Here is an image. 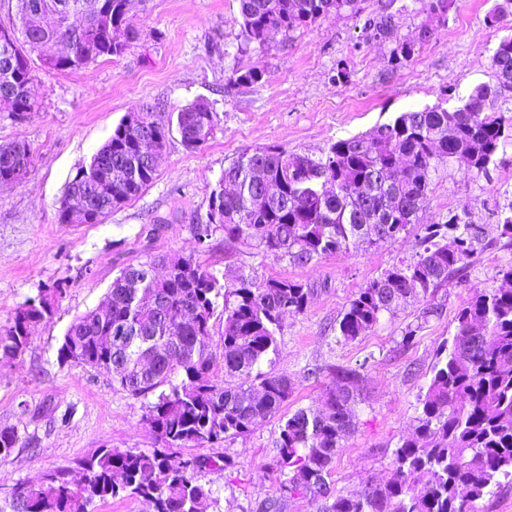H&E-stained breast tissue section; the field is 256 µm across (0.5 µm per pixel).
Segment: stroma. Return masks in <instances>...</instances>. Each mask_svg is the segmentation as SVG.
<instances>
[{
    "label": "stroma",
    "mask_w": 512,
    "mask_h": 512,
    "mask_svg": "<svg viewBox=\"0 0 512 512\" xmlns=\"http://www.w3.org/2000/svg\"><path fill=\"white\" fill-rule=\"evenodd\" d=\"M500 0H456L445 23H434L429 0H362L360 17L331 14L291 35H273L266 51L242 50L240 0H132L140 40L122 55L98 59L77 71L33 62L38 90L24 121L0 112V145L27 144L33 161L19 182L0 184V326L41 290L62 281L66 292L51 319L39 324L22 359L0 365V428H17L23 446L0 463V491L37 480L46 471L74 466L102 448L154 447L144 420L149 398H136L107 373L61 363L58 350L71 324L95 309L127 265L154 256L197 257L216 271L242 272L262 283L288 278L315 286L307 309L286 318L277 348L263 371L287 375L293 391L280 416L259 422L244 437L201 447L228 456V469L197 474L212 488L222 512H259L281 479L276 440L281 416L317 407L331 367H360L363 401L354 431L336 459L330 482L347 495L385 482L393 453L412 430L416 396L432 376L438 346L453 336L456 315L478 292L498 287L499 269L512 266V237L495 211L512 209V143L496 155L490 178L456 165L441 166L416 225L398 239L362 243L300 267L288 256L213 232L199 244L208 199L225 168L247 150L269 145L319 158L336 140L368 131L399 113L447 98L466 102L475 86L492 80L491 58L512 15L500 27L487 14ZM389 9L394 36L433 35L400 66L389 61L390 43L367 40L366 18ZM347 64L341 82L336 68ZM263 71L253 85L233 82L234 68ZM205 100L219 115L213 137L196 151L170 133L153 182L99 224H62L57 207L68 182L88 165L113 129L131 112L150 107L171 122L187 104ZM467 211L483 239L468 264L439 288L437 315L423 316L412 301L353 341L336 325L360 288L419 250L418 227L444 223ZM416 337L404 343L406 327ZM322 367L320 378L309 368Z\"/></svg>",
    "instance_id": "1"
}]
</instances>
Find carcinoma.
I'll return each mask as SVG.
<instances>
[{
  "mask_svg": "<svg viewBox=\"0 0 512 512\" xmlns=\"http://www.w3.org/2000/svg\"><path fill=\"white\" fill-rule=\"evenodd\" d=\"M51 2L86 23L82 31L48 26L26 29L25 17L36 3ZM128 0H17L8 37L13 41L8 65L0 59V85L16 87L13 99H0V112L28 118L37 89L32 57L57 71L77 70L107 56H118L139 39L127 11ZM361 0H240L241 36L246 47L264 51L271 35L308 27L331 13L359 15ZM366 37L392 41L390 60H409L423 39L392 40L391 17L365 20ZM65 42L72 63L53 52ZM493 82L477 86L461 107L442 106L402 112L369 132L340 139L317 159L265 146L242 153L224 169L208 200L207 221L197 225L205 239L220 227L224 237L256 245L267 254H285L297 266L348 250L354 240L370 246L397 238L414 223L424 206L432 176L452 163L478 177L490 176L499 149L512 143V109L484 112L487 102L506 98L498 84H512V34L503 37L492 56ZM263 72L236 68L232 80L251 85ZM158 137L161 156L170 125L144 110ZM218 126L217 113L195 101L176 117L183 146L204 145ZM140 137L121 122L110 139L80 168L67 191L85 188L90 199L87 224H99L112 211L138 197L153 181L158 164L141 160ZM409 166L399 167L401 156ZM259 162L268 179L280 185L278 198L251 183L249 168ZM32 163L24 143L0 147V182L15 183ZM120 171L112 194L96 183L100 166ZM395 192L394 210H379V199ZM389 226L377 242L366 226ZM413 260L385 271L350 300L338 324L349 341L376 327L384 315L410 299L433 298L468 260L480 241L479 227L457 213L443 224L421 227ZM167 275L154 273L156 262L129 264L113 279L99 306L67 330L58 351L63 364L75 363L112 376L134 397H146L168 384L147 406L146 422L157 447L147 450L101 448L69 467L47 471L35 483L19 486V497L0 500V512H96L108 499L134 498L152 512H220L212 489L194 475L219 463L204 455L174 457L173 448L203 447L248 435L256 422L279 412L292 391L288 377L258 370L275 351L277 335L290 314L309 305L315 290L288 278L261 284L243 273L231 282L193 256L163 261ZM64 288L56 286L29 299L0 331V364L21 359L35 327L51 318ZM194 308L186 321L183 311ZM223 316L220 339L225 376L211 380L212 320ZM114 337L112 346L103 338ZM361 375L340 368L326 386L321 407L299 409L282 420L276 441L284 476L280 495L264 501L261 512H283L286 499L302 495L321 502L317 512H473L474 503L512 481V287L495 288L474 297L457 314L452 340L442 344L426 390L416 398L412 434L394 451L390 477L362 492L338 495L328 481L343 441L351 434L353 408L360 399ZM20 440L14 427L0 429V462Z\"/></svg>",
  "mask_w": 512,
  "mask_h": 512,
  "instance_id": "carcinoma-1",
  "label": "carcinoma"
}]
</instances>
